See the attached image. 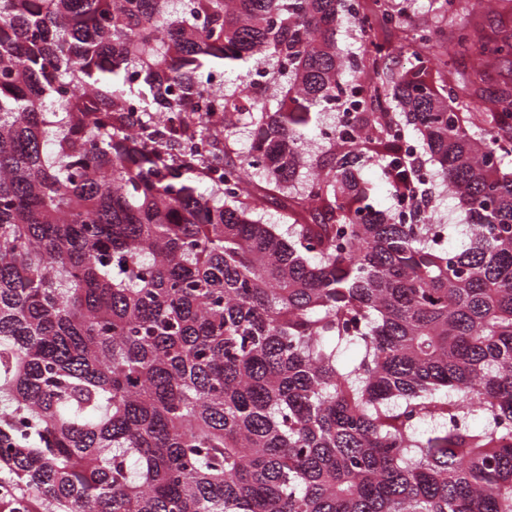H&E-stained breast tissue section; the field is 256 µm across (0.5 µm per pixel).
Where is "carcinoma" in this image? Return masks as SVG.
Here are the masks:
<instances>
[{"label":"carcinoma","instance_id":"cac0c4a2","mask_svg":"<svg viewBox=\"0 0 512 512\" xmlns=\"http://www.w3.org/2000/svg\"><path fill=\"white\" fill-rule=\"evenodd\" d=\"M375 2L398 29L417 0ZM344 19L0 0V512H512V91L465 100L512 34L422 27L389 76L367 17L337 50ZM363 70L388 79L323 136Z\"/></svg>","mask_w":512,"mask_h":512}]
</instances>
